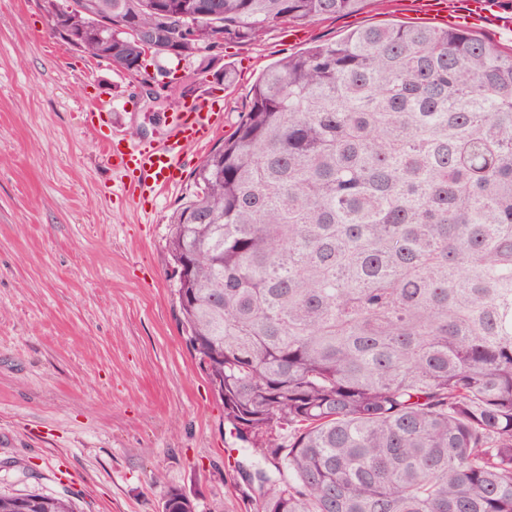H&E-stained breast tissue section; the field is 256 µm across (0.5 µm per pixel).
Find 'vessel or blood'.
<instances>
[{"label":"vessel or blood","instance_id":"b4317fda","mask_svg":"<svg viewBox=\"0 0 512 512\" xmlns=\"http://www.w3.org/2000/svg\"><path fill=\"white\" fill-rule=\"evenodd\" d=\"M431 7L435 19L450 27L464 19L479 25L494 18L512 25V15L500 12L498 0H433ZM85 124L105 158L124 173L123 193L135 202L176 188L182 180L180 156L210 140L222 128L224 113L209 96L193 98L166 115L167 136L157 146H133L125 138L105 132L100 113L93 110L87 112Z\"/></svg>","mask_w":512,"mask_h":512}]
</instances>
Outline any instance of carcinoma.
<instances>
[{
	"label": "carcinoma",
	"mask_w": 512,
	"mask_h": 512,
	"mask_svg": "<svg viewBox=\"0 0 512 512\" xmlns=\"http://www.w3.org/2000/svg\"><path fill=\"white\" fill-rule=\"evenodd\" d=\"M50 21L139 72L362 0H73ZM171 215L179 322L258 466V512H512V51L376 26L288 55ZM0 512H77L0 495ZM163 512H194L177 490Z\"/></svg>",
	"instance_id": "1"
}]
</instances>
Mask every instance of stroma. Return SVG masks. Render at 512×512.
I'll use <instances>...</instances> for the list:
<instances>
[{
	"label": "stroma",
	"instance_id": "stroma-1",
	"mask_svg": "<svg viewBox=\"0 0 512 512\" xmlns=\"http://www.w3.org/2000/svg\"><path fill=\"white\" fill-rule=\"evenodd\" d=\"M413 0H362L298 28L180 63L178 94L132 95L129 75L55 38L44 0H0V493L71 498L80 512H257L224 404L188 349L171 280L169 216L193 194L189 149L171 193L135 204L85 113L129 142L160 139L182 91L213 94L232 131L261 73L360 27L418 25ZM233 81H225V70Z\"/></svg>",
	"mask_w": 512,
	"mask_h": 512
}]
</instances>
